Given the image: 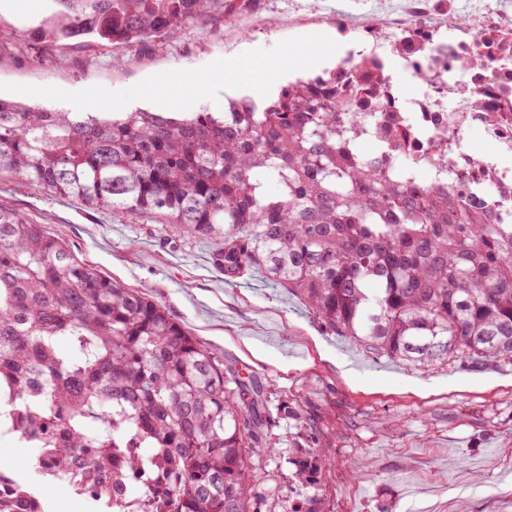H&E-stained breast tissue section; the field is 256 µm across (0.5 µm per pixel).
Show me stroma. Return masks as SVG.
<instances>
[{"label":"stroma","mask_w":512,"mask_h":512,"mask_svg":"<svg viewBox=\"0 0 512 512\" xmlns=\"http://www.w3.org/2000/svg\"><path fill=\"white\" fill-rule=\"evenodd\" d=\"M408 0H250L224 21L201 25L118 60L106 46L83 63L70 43L47 67L0 42V98L69 111H223L258 97L253 79L275 68L277 86L313 77L361 50L359 31L401 14ZM51 0H0V30L35 25ZM0 206L64 240L79 259L164 305L265 388L278 456L250 462L260 489L293 485L288 462L301 408L322 432L327 465L319 512H512V371L460 364L418 369L373 358L327 332L297 297L264 274L232 281L215 265L223 241L134 213L113 214L0 174ZM37 451L0 434V467L43 487L51 512H88L65 483L42 485Z\"/></svg>","instance_id":"stroma-1"}]
</instances>
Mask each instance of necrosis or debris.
Returning <instances> with one entry per match:
<instances>
[{
  "label": "necrosis or debris",
  "mask_w": 512,
  "mask_h": 512,
  "mask_svg": "<svg viewBox=\"0 0 512 512\" xmlns=\"http://www.w3.org/2000/svg\"><path fill=\"white\" fill-rule=\"evenodd\" d=\"M418 29L424 40L402 58L407 77H427L423 92L405 99L404 112L390 102L359 108L355 98H347L345 120L393 128L399 115L410 116L416 128L403 144L422 170L439 173L443 182L463 186L464 201L484 207L500 216H512V165H502L512 154V88L504 89L501 69L492 67L469 79L454 78L458 58L481 44L488 34L512 33V14L474 9L465 28L454 36L441 38L426 14L408 13L391 28L398 34ZM478 129L492 145L489 153L467 150L464 141L470 130ZM453 151L451 169L436 171L433 160L440 153Z\"/></svg>",
  "instance_id": "4bbe7bcc"
}]
</instances>
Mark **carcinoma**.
Masks as SVG:
<instances>
[{
	"instance_id": "carcinoma-1",
	"label": "carcinoma",
	"mask_w": 512,
	"mask_h": 512,
	"mask_svg": "<svg viewBox=\"0 0 512 512\" xmlns=\"http://www.w3.org/2000/svg\"><path fill=\"white\" fill-rule=\"evenodd\" d=\"M37 27L12 33L43 68L62 41L145 46L199 27L236 0H52ZM481 47L459 61L480 71ZM397 97L368 59L341 85L327 71L275 98L222 112H59L0 98V173L172 230L217 235L224 278L260 271L298 295L330 332L364 353L428 368L512 366V223L446 183L396 162L399 129L361 150L365 129L337 99ZM276 189L268 190L267 182ZM69 339L75 353L61 354ZM15 385L9 432L49 449L51 480L112 512V466L167 488L146 512L288 510L278 486L255 491L250 452L268 442L267 397L250 375L192 336L166 308L80 260L61 239L0 207V381ZM89 417L104 427L90 431ZM320 429L302 420L290 460L317 512ZM152 449L144 455L142 449ZM21 481L0 512H46Z\"/></svg>"
}]
</instances>
